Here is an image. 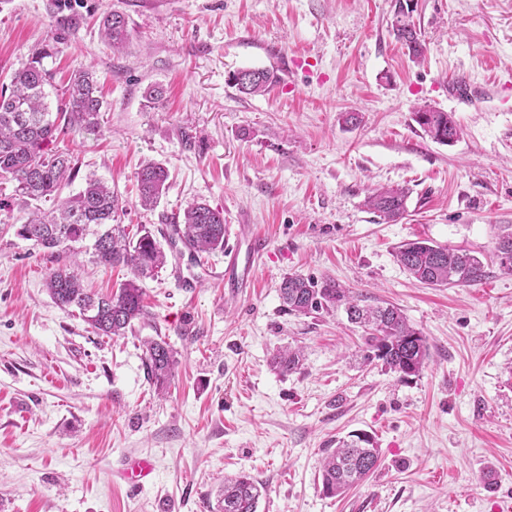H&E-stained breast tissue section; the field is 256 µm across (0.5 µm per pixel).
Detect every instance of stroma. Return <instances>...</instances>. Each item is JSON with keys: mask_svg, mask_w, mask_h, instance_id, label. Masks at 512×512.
Returning a JSON list of instances; mask_svg holds the SVG:
<instances>
[{"mask_svg": "<svg viewBox=\"0 0 512 512\" xmlns=\"http://www.w3.org/2000/svg\"><path fill=\"white\" fill-rule=\"evenodd\" d=\"M400 3L423 43L416 60L393 32ZM110 10L129 21L119 52L101 32ZM69 13L79 30L51 43ZM47 43L55 87L89 69L103 100L97 133L58 139L77 165L63 195L101 178L119 223L155 235L204 202L224 212L225 250L247 224L266 249L241 288L206 277L223 252L141 279L148 317L100 336L51 299V262L16 234L53 201L22 203L0 182V512H220L225 476L241 471L266 487L257 512H512V275L494 257L512 229V96L500 90L512 0H0V84ZM245 69L278 81L242 93L232 76ZM424 106L452 113L459 139L427 137L414 120ZM148 161L169 179L146 210L135 174ZM378 186L409 188L405 218L368 208ZM415 238L470 251L485 278L415 281L394 257ZM93 243L60 261L77 259L85 287L106 295L133 274L95 264ZM290 274L401 308L427 341L422 371L367 361L344 308L287 311ZM158 337L176 358L161 389L145 367ZM289 347L303 360L285 373L272 359ZM359 432L378 469L326 495L322 458ZM127 457L148 458L153 480L115 481Z\"/></svg>", "mask_w": 512, "mask_h": 512, "instance_id": "stroma-1", "label": "stroma"}]
</instances>
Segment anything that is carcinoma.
I'll return each instance as SVG.
<instances>
[{"instance_id":"obj_1","label":"carcinoma","mask_w":512,"mask_h":512,"mask_svg":"<svg viewBox=\"0 0 512 512\" xmlns=\"http://www.w3.org/2000/svg\"><path fill=\"white\" fill-rule=\"evenodd\" d=\"M104 36L114 49L129 39L128 19L119 11H108L102 20ZM79 24L70 17L55 20L53 40L75 35ZM395 37L412 57L422 54L417 33L406 20L403 5L396 6ZM45 48L32 51L12 76L10 87L0 89V178L15 182L14 192L25 202L40 201L58 195L61 185L72 179L75 163L70 154L51 150L49 145L67 130L94 133L100 127L102 100L93 73L85 70L74 75L62 92L56 111L47 103L46 87L51 75L43 60ZM239 91L249 95L266 93L277 82L268 70L247 69L233 75ZM415 122L433 141L449 145L461 133L452 114L430 107L415 112ZM140 202L153 207L166 189L168 172L156 162L143 165L136 175ZM409 191L405 188H378L367 197V206L386 222L396 223L407 212ZM119 200L108 184L98 178L86 179L76 194L63 199L48 213L35 212L20 225L17 234L47 253L50 261L60 259L59 248L95 235L93 260L105 268L126 266L135 277H147L163 267L167 255L153 234L126 232L117 223ZM170 243L181 242L191 254L224 251V213L206 203H195L184 211L183 223L163 230ZM496 257L502 268L512 272V232L499 238ZM397 262L417 281L431 286L475 284L485 277L484 265L475 256L425 239L403 242L395 251ZM52 300L64 308H76L101 336H120L136 320L148 316L142 289L129 280L110 295L94 297L85 291L74 267L64 264L52 269L46 281ZM280 296L290 311L309 314L346 306L348 318L372 330L367 339V359L403 376L421 372L429 349L421 333L407 322L400 308L388 304L375 307L359 305L350 291L333 280L320 284L300 275L283 278ZM301 352L290 348L279 352L276 364L283 372L298 369ZM176 360L173 350L162 339L146 346L149 379L162 388L173 374ZM379 452L372 438L360 434L339 442L322 460V484L326 494L336 496L361 483L378 468ZM264 486L252 475L242 472L224 479V512H257Z\"/></svg>"}]
</instances>
